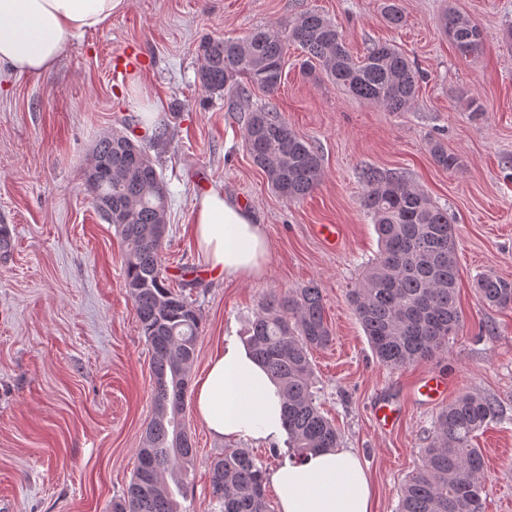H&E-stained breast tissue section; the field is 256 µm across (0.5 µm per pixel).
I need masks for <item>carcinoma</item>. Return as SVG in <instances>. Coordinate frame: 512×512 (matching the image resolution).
Masks as SVG:
<instances>
[{
    "mask_svg": "<svg viewBox=\"0 0 512 512\" xmlns=\"http://www.w3.org/2000/svg\"><path fill=\"white\" fill-rule=\"evenodd\" d=\"M382 10L388 23L402 25L399 0H383ZM442 28L462 55L481 52L484 36L476 21L450 13ZM292 45L304 53L303 70L319 67L358 99L388 112H403L415 99L419 74L399 48L378 43L356 61L336 26L312 10L277 33L257 30L202 41L199 79L211 91L233 85L242 96L251 86L273 94L281 86ZM244 141L253 163L281 197L295 201L317 188L321 157L278 113L250 111ZM432 156L448 171L460 165L459 157L439 143ZM85 176L93 198L112 202V224L125 243V285L152 352L153 415L131 480L112 500L111 512H187L176 495H185L195 462L183 411L201 317L164 276L160 225L166 220L168 190L146 147L118 130L98 141ZM362 179L367 187L362 205L374 224L379 251L363 266L350 302L375 357L400 369L444 351L463 327L457 301V228L447 209L404 178L368 168ZM474 288L485 303L512 308V280L485 273L475 279ZM330 340L322 294L313 285L269 295L251 324L247 345L283 388L291 459L340 446L336 426L322 414L313 392L311 351ZM499 416L494 399L472 392L442 408L421 465L400 489L398 512H483L487 478L474 438ZM210 471L220 512H268L266 470L249 451L215 457Z\"/></svg>",
    "mask_w": 512,
    "mask_h": 512,
    "instance_id": "1",
    "label": "carcinoma"
}]
</instances>
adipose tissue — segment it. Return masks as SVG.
I'll use <instances>...</instances> for the list:
<instances>
[{"mask_svg":"<svg viewBox=\"0 0 512 512\" xmlns=\"http://www.w3.org/2000/svg\"><path fill=\"white\" fill-rule=\"evenodd\" d=\"M120 0H0V65L18 75L50 69L69 41L108 22ZM193 233L209 272L252 281L270 243L254 213L211 189L195 204ZM197 417L215 437L270 444L285 436L284 397L248 346L230 339L210 359L194 392ZM278 512H374L375 491L354 449L309 453L265 475Z\"/></svg>","mask_w":512,"mask_h":512,"instance_id":"adipose-tissue-1","label":"adipose tissue"}]
</instances>
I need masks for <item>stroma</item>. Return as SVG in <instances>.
I'll list each match as a JSON object with an SVG mask.
<instances>
[{
  "label": "stroma",
  "instance_id": "obj_1",
  "mask_svg": "<svg viewBox=\"0 0 512 512\" xmlns=\"http://www.w3.org/2000/svg\"><path fill=\"white\" fill-rule=\"evenodd\" d=\"M382 0H121L102 28L71 40L37 75L0 67V226L12 244L0 254V512H108L128 485L152 416L151 351L140 333L122 267V242L100 220L84 172L103 136L129 116L154 113L166 138L150 149L168 192L162 263L185 286L202 319L190 371L200 378L223 338L245 339L265 297L308 284L323 296L333 332L314 349L317 403L361 457L376 512H397L399 490L420 465L438 405L415 389L427 374L448 380V399L470 391L495 398L500 420L479 433L487 477L485 512H512V309L483 304L478 274L512 279V0H400L404 22L387 23ZM315 10L336 24L353 56L388 42L423 74L408 111L388 112L327 78L302 75L290 47L280 89L219 93L198 78L199 42L277 31ZM448 10L476 21L481 54L465 57L443 33ZM142 64L121 84L113 53ZM476 98L481 111L468 108ZM270 106L318 151L323 176L300 201L278 196L244 144L249 110ZM459 156L439 168L430 148ZM390 170L447 208L458 229V304L464 329L438 358L398 370L372 355L349 300L362 267L378 250L362 207L366 168ZM252 210L266 227L271 256L256 281L206 275L190 225L207 189ZM339 230L336 247L317 233ZM399 405L400 424L378 429L374 404ZM189 512H219L209 464L233 451L198 419Z\"/></svg>",
  "mask_w": 512,
  "mask_h": 512
}]
</instances>
